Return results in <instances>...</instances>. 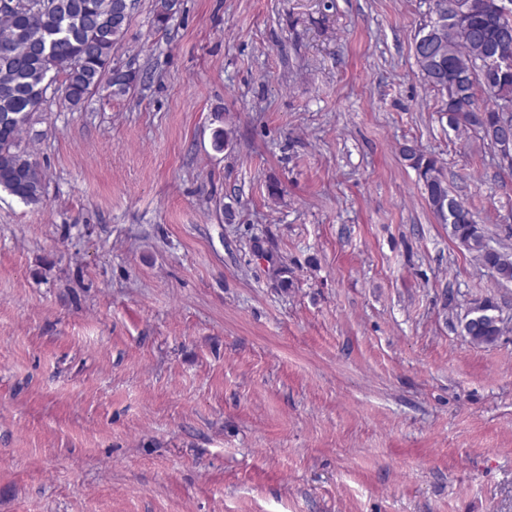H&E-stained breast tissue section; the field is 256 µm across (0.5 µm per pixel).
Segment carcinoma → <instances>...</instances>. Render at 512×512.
Instances as JSON below:
<instances>
[{"instance_id":"cac0c4a2","label":"carcinoma","mask_w":512,"mask_h":512,"mask_svg":"<svg viewBox=\"0 0 512 512\" xmlns=\"http://www.w3.org/2000/svg\"><path fill=\"white\" fill-rule=\"evenodd\" d=\"M473 12L436 30L447 53L436 59L430 77L422 81L442 98L453 130L474 129L497 147L499 112L504 97H512V0H473ZM181 0H153V26L167 27ZM127 0H47L36 13H14L0 20V190L25 204L44 196L39 165L22 147L21 133L34 115L55 101L79 109L100 88L124 96L150 76L131 69H112V51L125 37ZM490 103H476V87ZM403 159L415 170L421 192L451 237L482 266L503 281H512V252L490 244L465 202L450 195L437 160L405 145ZM481 312L465 321L462 333L471 343H493L503 331L497 305L476 302Z\"/></svg>"}]
</instances>
